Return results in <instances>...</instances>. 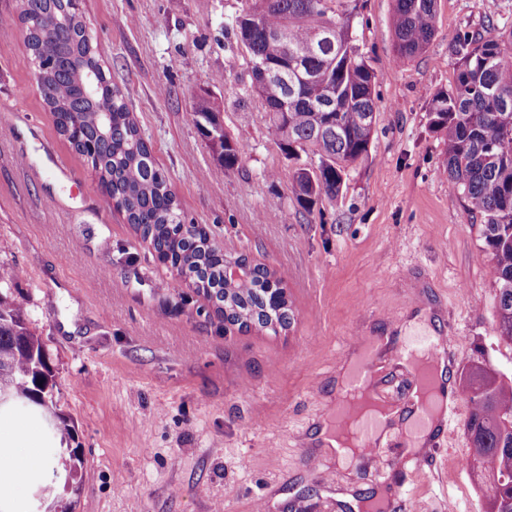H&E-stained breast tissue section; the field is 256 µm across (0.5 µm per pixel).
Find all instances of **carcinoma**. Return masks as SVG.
<instances>
[{"label":"carcinoma","mask_w":512,"mask_h":512,"mask_svg":"<svg viewBox=\"0 0 512 512\" xmlns=\"http://www.w3.org/2000/svg\"><path fill=\"white\" fill-rule=\"evenodd\" d=\"M264 4L245 0L224 31L246 47L249 64L282 70L251 95L288 156L308 148L318 156L316 169L294 170L293 193L306 203L334 198L350 161L368 155L372 113L378 111L376 76L353 32L359 0H275L268 12ZM437 4L395 0L391 28L398 62L426 51ZM18 21L31 58L50 61L37 82L50 90L45 104L58 133L87 159L114 207L151 243L156 260L189 280L225 322L273 333L288 329L293 320L288 294L277 301L268 294L275 273L244 254L224 253L205 228L186 223L170 179L155 162L121 90L104 77L92 94L83 85L85 73L103 65L72 0H20ZM328 25L336 28L335 46L297 58ZM454 53V84L433 95L428 115L430 125L444 133L451 189L485 218L482 238L494 261L497 288L496 338L512 344V29L490 24L482 32L465 31L457 35ZM188 117L219 148V165L234 168L240 151L224 132L219 112L201 100ZM229 265L242 275L226 276ZM461 380L470 406L466 469L480 485L496 480L484 512H512V375L503 376L482 353L464 365ZM1 386L27 403L58 445L68 447L57 466L65 476L68 512H75L84 460L71 447L74 427L54 410V368L41 337L27 326L23 304L0 293Z\"/></svg>","instance_id":"cac0c4a2"}]
</instances>
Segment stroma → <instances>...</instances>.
Listing matches in <instances>:
<instances>
[{"label": "stroma", "instance_id": "35a3bbf8", "mask_svg": "<svg viewBox=\"0 0 512 512\" xmlns=\"http://www.w3.org/2000/svg\"><path fill=\"white\" fill-rule=\"evenodd\" d=\"M354 32L376 75L379 112L367 157L336 198L298 200L288 158L249 93L247 53L224 22L241 0H81L88 32L125 94L187 221L225 250L275 271L293 321L272 335L228 325L160 264L115 211L91 166L61 136L37 83L19 0H0V264L22 270L23 302L55 369L58 412L85 465L76 512H366L399 493L421 512H482L483 493L456 463L468 440L466 397L418 449L401 430L343 465L316 432L332 422L346 366L381 343L377 398L414 411L413 378L391 356L397 325L425 299L456 366L485 349L512 371L495 337L494 264L470 212L443 176V136L429 121L453 84V41L512 26V0H439L422 56L395 62V0H361ZM240 148L220 171L188 119L199 99ZM63 157L66 175L54 174ZM29 166H22V159ZM16 456L37 445L38 471L0 473L11 512H31L58 450L25 409L0 422ZM425 459L414 468L411 456Z\"/></svg>", "mask_w": 512, "mask_h": 512}]
</instances>
